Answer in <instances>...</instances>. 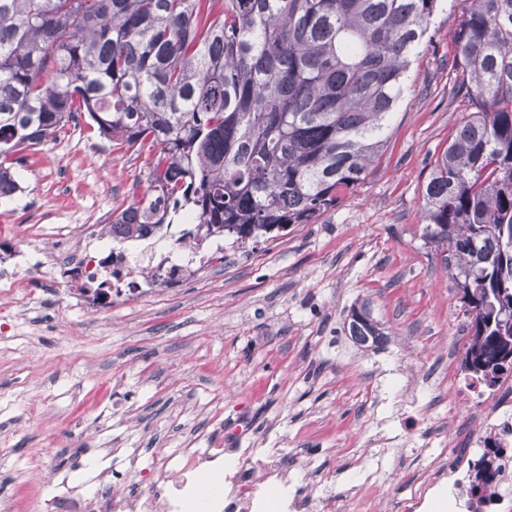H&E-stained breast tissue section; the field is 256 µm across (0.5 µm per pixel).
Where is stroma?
Instances as JSON below:
<instances>
[{
    "instance_id": "stroma-1",
    "label": "stroma",
    "mask_w": 512,
    "mask_h": 512,
    "mask_svg": "<svg viewBox=\"0 0 512 512\" xmlns=\"http://www.w3.org/2000/svg\"><path fill=\"white\" fill-rule=\"evenodd\" d=\"M461 0H440L404 84L386 143L365 179L336 207L287 235L240 249L204 241L182 282L135 290L97 312L74 308L71 286L29 281L35 299L15 326L0 322V497L15 475L46 463L68 486L97 483L122 439L148 467L153 451L284 448L293 482L348 491L366 467L391 474L384 512H398L426 438L462 423L475 432L494 406L441 405L400 418L420 383L444 367L462 375L461 304L419 206L432 162L471 106L451 65ZM149 147L101 137L81 120L15 165L0 197V251L111 223ZM370 300L391 332L362 350L343 325Z\"/></svg>"
}]
</instances>
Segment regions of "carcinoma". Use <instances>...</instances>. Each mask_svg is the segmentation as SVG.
<instances>
[{
  "label": "carcinoma",
  "instance_id": "obj_1",
  "mask_svg": "<svg viewBox=\"0 0 512 512\" xmlns=\"http://www.w3.org/2000/svg\"><path fill=\"white\" fill-rule=\"evenodd\" d=\"M438 0H0V196L13 165L89 118L151 143L144 192L112 215L152 238L240 248L311 224L365 179ZM459 88L475 106L434 159L422 237L460 294L467 375L512 377V0H467ZM348 334L388 340L363 301ZM471 491L494 482V446Z\"/></svg>",
  "mask_w": 512,
  "mask_h": 512
}]
</instances>
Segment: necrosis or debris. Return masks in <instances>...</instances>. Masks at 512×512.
Wrapping results in <instances>:
<instances>
[{"label": "necrosis or debris", "mask_w": 512, "mask_h": 512, "mask_svg": "<svg viewBox=\"0 0 512 512\" xmlns=\"http://www.w3.org/2000/svg\"><path fill=\"white\" fill-rule=\"evenodd\" d=\"M145 268L160 270L171 282L188 273L187 263L174 251L154 250L146 257H131L112 250L107 237L89 225L81 240L53 254H45L29 242L15 250L11 262L0 261V297L12 306H24L29 296L21 285L23 273L38 274L52 283L57 274L76 271L84 292L76 306L89 308L98 302L96 287L103 275H113L120 285L135 281ZM495 400L482 431L469 439V453L477 459L486 451V438L496 439L503 450L497 460L501 475L485 502H478L468 492L475 476L473 468L445 474L441 453L429 449L424 475L410 481L400 502L401 512H431L443 486L451 501L448 512H512V395L501 392ZM151 473L148 490L140 495L119 490L101 496L76 489L67 492L65 502L41 499L37 505L41 512H307L313 501V483L289 489L287 468L266 448H171L154 458Z\"/></svg>", "instance_id": "necrosis-or-debris-1"}]
</instances>
